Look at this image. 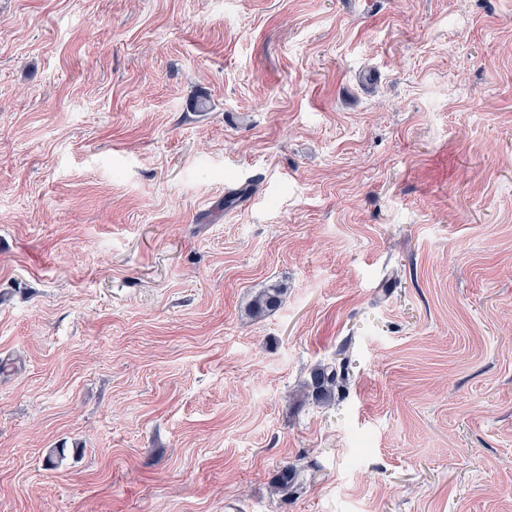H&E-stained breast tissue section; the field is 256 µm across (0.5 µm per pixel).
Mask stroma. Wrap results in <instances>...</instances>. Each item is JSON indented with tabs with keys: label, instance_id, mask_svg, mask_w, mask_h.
I'll return each instance as SVG.
<instances>
[{
	"label": "stroma",
	"instance_id": "obj_1",
	"mask_svg": "<svg viewBox=\"0 0 512 512\" xmlns=\"http://www.w3.org/2000/svg\"><path fill=\"white\" fill-rule=\"evenodd\" d=\"M0 512H512V0H0ZM281 295L282 288H279L276 284L263 288L257 293L252 301V313L255 315H261L278 307L281 303ZM339 376L331 365H324L311 372V378L305 384V396L321 402L331 400L339 387Z\"/></svg>",
	"mask_w": 512,
	"mask_h": 512
}]
</instances>
